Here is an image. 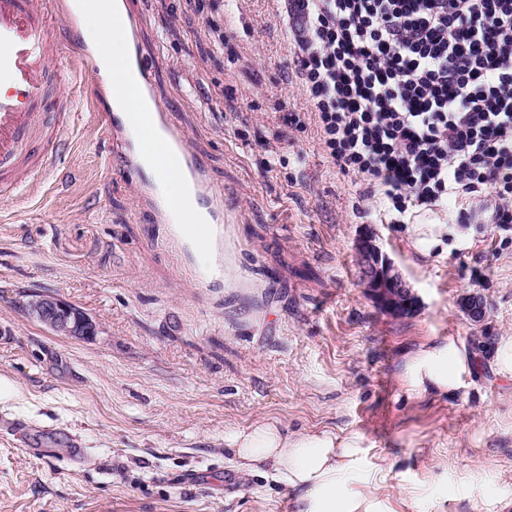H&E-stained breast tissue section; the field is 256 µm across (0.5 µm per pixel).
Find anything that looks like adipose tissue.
<instances>
[{"instance_id": "1", "label": "adipose tissue", "mask_w": 512, "mask_h": 512, "mask_svg": "<svg viewBox=\"0 0 512 512\" xmlns=\"http://www.w3.org/2000/svg\"><path fill=\"white\" fill-rule=\"evenodd\" d=\"M70 5L84 41L99 52L98 63L106 85L129 83L132 72L117 68L129 48L121 27L112 22L113 16L125 14L124 0H70ZM404 231L416 257L424 261L447 252L450 243H464L473 228L427 218L405 225ZM470 363L465 349L447 341L411 358L405 373L416 390L449 391L458 388L460 375ZM228 446L242 472H271L297 492L300 512H373L344 488L347 478L361 464L358 434L322 431L291 435L278 423L263 421L233 433Z\"/></svg>"}]
</instances>
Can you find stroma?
Wrapping results in <instances>:
<instances>
[{
    "label": "stroma",
    "instance_id": "obj_1",
    "mask_svg": "<svg viewBox=\"0 0 512 512\" xmlns=\"http://www.w3.org/2000/svg\"><path fill=\"white\" fill-rule=\"evenodd\" d=\"M125 2L238 252L203 287L211 259L185 265L80 96L51 182L0 196V512H298L224 444L269 420L361 436L346 485L375 512H512V381L491 366L512 335V229L417 263L323 152L278 0ZM367 229L417 296L408 314L361 283ZM31 291L82 308L95 336L55 335L22 310ZM445 341L473 355L460 387L414 391L406 361Z\"/></svg>",
    "mask_w": 512,
    "mask_h": 512
}]
</instances>
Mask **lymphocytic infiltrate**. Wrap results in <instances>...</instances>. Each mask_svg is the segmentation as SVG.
I'll use <instances>...</instances> for the list:
<instances>
[{
	"mask_svg": "<svg viewBox=\"0 0 512 512\" xmlns=\"http://www.w3.org/2000/svg\"><path fill=\"white\" fill-rule=\"evenodd\" d=\"M320 142L392 221L512 224V0H289Z\"/></svg>",
	"mask_w": 512,
	"mask_h": 512,
	"instance_id": "obj_1",
	"label": "lymphocytic infiltrate"
}]
</instances>
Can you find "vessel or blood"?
Instances as JSON below:
<instances>
[{
    "label": "vessel or blood",
    "mask_w": 512,
    "mask_h": 512,
    "mask_svg": "<svg viewBox=\"0 0 512 512\" xmlns=\"http://www.w3.org/2000/svg\"><path fill=\"white\" fill-rule=\"evenodd\" d=\"M66 0H0V182L14 184L19 177L43 183L52 171L35 159L33 144L61 137L62 128H49L41 106L49 94L59 93L61 80L50 61L64 48L55 34ZM111 132L121 140L128 166L140 167L143 154H155L160 165L143 183L156 194L158 182L169 170H178L188 183L186 205L205 207L215 234L208 250L219 261L230 258L224 224L226 214L213 201L208 171L189 151L185 136L172 115L160 103L148 112H126L117 117Z\"/></svg>",
    "instance_id": "b4317fda"
}]
</instances>
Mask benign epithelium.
I'll list each match as a JSON object with an SVG mask.
<instances>
[{
    "mask_svg": "<svg viewBox=\"0 0 512 512\" xmlns=\"http://www.w3.org/2000/svg\"><path fill=\"white\" fill-rule=\"evenodd\" d=\"M361 280L379 309L402 315L408 312L416 296L394 267L383 255L373 231H365L356 244ZM25 312L48 326L56 335L67 337L91 336L96 323L81 309L63 299L43 293L27 294L22 303Z\"/></svg>",
    "mask_w": 512,
    "mask_h": 512,
    "instance_id": "7a95c632",
    "label": "benign epithelium"
}]
</instances>
